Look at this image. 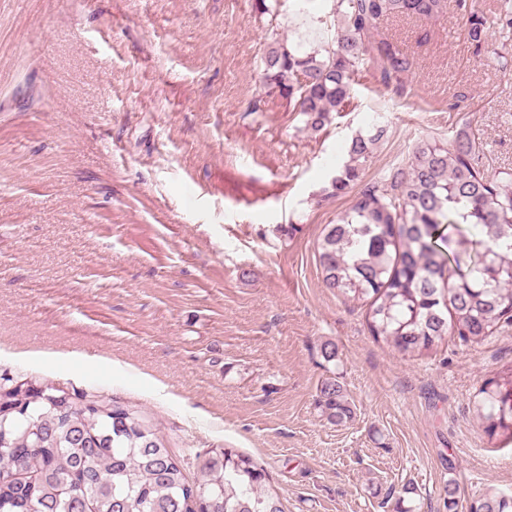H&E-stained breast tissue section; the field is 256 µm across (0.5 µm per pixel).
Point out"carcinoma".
<instances>
[{
  "mask_svg": "<svg viewBox=\"0 0 512 512\" xmlns=\"http://www.w3.org/2000/svg\"><path fill=\"white\" fill-rule=\"evenodd\" d=\"M448 0H336L334 44L304 50L273 39L264 81L319 132L350 99L358 64L401 86L410 57L376 39L379 20L436 19ZM467 37L488 42L490 26L512 31V0L493 20L465 11ZM373 124L347 146L331 180L346 194L383 136ZM467 125L451 140L415 143L390 182L357 193L325 226L319 262L325 287L368 302L369 331L404 355L432 351L448 335L479 343L512 323V171L490 173ZM477 406L489 435L512 439V368L482 389ZM336 423L351 418L342 387L321 388ZM194 480L145 415L112 398L47 380L0 385V512H284L252 457L233 448L196 454ZM472 512H512V495L484 498Z\"/></svg>",
  "mask_w": 512,
  "mask_h": 512,
  "instance_id": "obj_1",
  "label": "carcinoma"
}]
</instances>
